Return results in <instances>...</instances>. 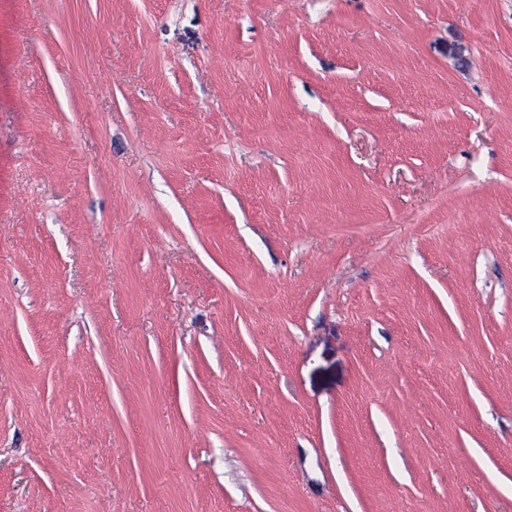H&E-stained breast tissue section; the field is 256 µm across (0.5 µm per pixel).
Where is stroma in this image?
Wrapping results in <instances>:
<instances>
[{
	"label": "stroma",
	"mask_w": 512,
	"mask_h": 512,
	"mask_svg": "<svg viewBox=\"0 0 512 512\" xmlns=\"http://www.w3.org/2000/svg\"><path fill=\"white\" fill-rule=\"evenodd\" d=\"M0 512H512V0H0Z\"/></svg>",
	"instance_id": "35a3bbf8"
}]
</instances>
